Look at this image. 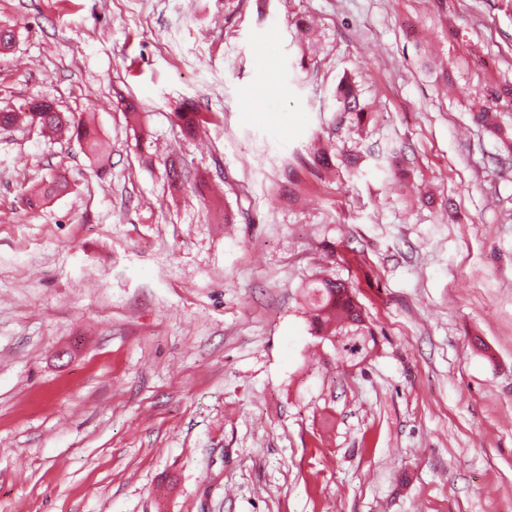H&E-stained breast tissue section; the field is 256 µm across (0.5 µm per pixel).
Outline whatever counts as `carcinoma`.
Segmentation results:
<instances>
[{
	"instance_id": "obj_1",
	"label": "carcinoma",
	"mask_w": 512,
	"mask_h": 512,
	"mask_svg": "<svg viewBox=\"0 0 512 512\" xmlns=\"http://www.w3.org/2000/svg\"><path fill=\"white\" fill-rule=\"evenodd\" d=\"M338 111L350 116L360 124L367 118L366 104L361 102L360 93L346 76L342 77L336 87ZM512 107V84L505 82L486 90L485 99L477 110L473 111L475 123L488 127L498 133L503 132L498 123L500 112ZM38 111L0 112V130L6 131L19 120L38 128L43 133H56L70 129L76 138L85 141L87 153L99 158L102 152V140L96 135L90 122L75 120L63 112L53 109V104L43 101L36 105ZM183 132L192 136L196 134L200 123L206 119L200 115L193 102L182 104L175 113ZM304 297L309 309L310 322L314 335L320 342L332 345L336 360L349 367L363 363L375 348V334L361 310L351 297L349 287L333 276L314 279L304 289ZM338 343H333V340Z\"/></svg>"
}]
</instances>
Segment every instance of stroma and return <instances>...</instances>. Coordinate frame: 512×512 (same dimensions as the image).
<instances>
[{
  "mask_svg": "<svg viewBox=\"0 0 512 512\" xmlns=\"http://www.w3.org/2000/svg\"><path fill=\"white\" fill-rule=\"evenodd\" d=\"M1 25L0 110L93 113L105 151L0 132V512H512V160L471 117L512 82V0H0ZM320 142L359 170L315 171ZM325 271L376 333L360 366L311 333ZM336 100L339 104L338 112L349 115L357 124H361L367 118L366 104L361 102L357 87L346 76L337 84ZM197 105L193 102H184L179 112L175 113L179 125L181 126L185 135L192 136L196 134L200 123H206L203 116L200 115Z\"/></svg>",
  "mask_w": 512,
  "mask_h": 512,
  "instance_id": "1",
  "label": "stroma"
}]
</instances>
